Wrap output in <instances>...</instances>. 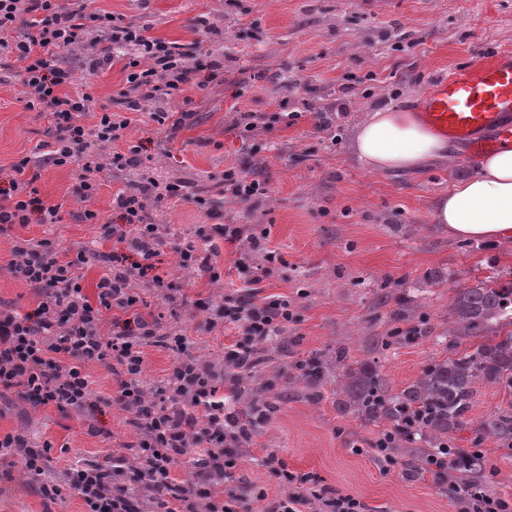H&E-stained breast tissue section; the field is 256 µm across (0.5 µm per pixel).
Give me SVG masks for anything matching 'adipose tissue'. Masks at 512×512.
I'll use <instances>...</instances> for the list:
<instances>
[{"instance_id":"adipose-tissue-1","label":"adipose tissue","mask_w":512,"mask_h":512,"mask_svg":"<svg viewBox=\"0 0 512 512\" xmlns=\"http://www.w3.org/2000/svg\"><path fill=\"white\" fill-rule=\"evenodd\" d=\"M353 150L372 170H409L447 158L450 145L412 111L385 109L372 112L359 125ZM433 218L464 241L512 239V143L486 155L477 174L454 182L438 198Z\"/></svg>"}]
</instances>
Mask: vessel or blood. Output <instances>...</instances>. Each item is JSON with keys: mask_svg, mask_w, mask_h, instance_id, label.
<instances>
[{"mask_svg": "<svg viewBox=\"0 0 512 512\" xmlns=\"http://www.w3.org/2000/svg\"><path fill=\"white\" fill-rule=\"evenodd\" d=\"M417 108L427 126L473 156L512 141V53L495 52L435 78Z\"/></svg>", "mask_w": 512, "mask_h": 512, "instance_id": "obj_1", "label": "vessel or blood"}]
</instances>
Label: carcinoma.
Returning <instances> with one entry per match:
<instances>
[{"label":"carcinoma","instance_id":"1","mask_svg":"<svg viewBox=\"0 0 512 512\" xmlns=\"http://www.w3.org/2000/svg\"><path fill=\"white\" fill-rule=\"evenodd\" d=\"M424 333L422 327L413 326L381 346L386 350L393 344L406 345ZM446 340L455 352L430 362L413 382L395 393L375 364L351 359L344 348L330 357L316 352L295 362L297 375L289 383L303 382L312 391L311 398L318 400L323 384L336 381L342 411L383 425L385 456L393 458L401 449H409L406 476L421 472L433 456L445 455L448 475L462 495L469 497L483 460L459 448L458 433L471 431L470 441L475 446L491 438L501 448H512V281L457 289L449 304ZM278 343L279 337H270L249 368L226 364L224 370L212 372L215 378L223 375L230 379L232 394L243 407L237 421L242 445L250 442L257 422L274 409L262 384V372L277 359ZM480 382L499 387L504 400L475 422L471 411L475 386Z\"/></svg>","mask_w":512,"mask_h":512}]
</instances>
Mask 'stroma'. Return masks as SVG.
<instances>
[{
	"label": "stroma",
	"mask_w": 512,
	"mask_h": 512,
	"mask_svg": "<svg viewBox=\"0 0 512 512\" xmlns=\"http://www.w3.org/2000/svg\"><path fill=\"white\" fill-rule=\"evenodd\" d=\"M99 9L145 26L149 36L169 42H198L219 58L224 73L204 88L187 87L171 100V112H189L185 125L156 134L155 104L145 105L124 141L103 142L102 161L137 149L141 166L107 167L96 197L72 194L69 166L43 169L40 197L60 204L57 224H16L0 234V302L19 311L39 302L35 289L13 277L8 262L21 239L50 238L67 251H85L82 286L95 295L111 268L98 252L112 249L103 226L120 221L112 198L138 184L142 173L161 181H181L191 191L218 202L220 223L237 224L265 237L266 251L246 241H218L219 279L180 264L174 250L165 263L180 284L185 306L167 313L161 289L144 279L131 288L151 312L163 313L162 331L189 334L200 362L220 366L234 331L210 327L194 303L221 301L240 288L239 263L260 270L257 298H287L295 312L282 327L285 363L313 351L345 348L352 358L376 361L392 390L413 381L431 360L448 356L441 336L448 333V306L456 289L482 280H512V241L462 242L433 221L437 196L457 180L476 173L478 163L464 145L447 161L414 171L374 172L351 150L357 124L381 108L415 109L432 78L468 66L476 57L512 51V0H99ZM206 15L209 33L196 26ZM101 33L58 54L77 83L90 85L98 106L112 104L125 80L122 62L101 65ZM20 87L0 80V166L37 155L50 123L45 113L25 110ZM346 97V113L336 100ZM297 113L293 125L275 112ZM261 115L254 129L232 126L234 113ZM332 113L328 130L315 115ZM239 168L265 180L267 194L247 206L220 194L222 174ZM146 211L161 233L192 236L209 223L206 211L184 202L156 203ZM97 214L83 221L84 210ZM276 260H269L267 250ZM427 331L402 347L377 349L379 338L400 336L410 324ZM264 380L287 401L257 426L252 445L240 449L237 490L243 497L265 490L279 493L277 479L259 461L276 454L289 470L320 478L322 484L362 501L367 512H468L469 501L452 482L430 473L409 480L402 462L377 460L372 452L380 429L341 412L332 392L314 401L288 393L286 377L268 368ZM133 415L120 404L103 405L93 420L74 412L35 407L9 396L0 399V433L20 432L50 443L56 470L78 460L131 454L140 440ZM492 480L485 491L512 502V449L487 439L478 447ZM80 497L63 491L46 503L31 491L17 457L0 456V512H84Z\"/></svg>",
	"instance_id": "stroma-1"
}]
</instances>
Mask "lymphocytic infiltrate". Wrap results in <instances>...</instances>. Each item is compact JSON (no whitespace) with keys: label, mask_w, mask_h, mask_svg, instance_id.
I'll use <instances>...</instances> for the list:
<instances>
[{"label":"lymphocytic infiltrate","mask_w":512,"mask_h":512,"mask_svg":"<svg viewBox=\"0 0 512 512\" xmlns=\"http://www.w3.org/2000/svg\"><path fill=\"white\" fill-rule=\"evenodd\" d=\"M94 2L75 0L66 8L60 0H0V71L8 70L20 85L25 109L48 113L56 142L42 155L0 167V232L34 220L59 223V205L41 199L36 187L47 166L76 167L73 196L94 198L104 165L120 168L127 161L116 152L110 162H101L94 143L124 140L142 101H168L185 86L218 76L217 60L201 54L197 43L148 36L144 27L97 9ZM92 29L106 34L103 62L126 61L125 81L113 93L111 109L101 112L93 93L76 84L57 59L59 51ZM92 111L99 114L97 122L81 124V117ZM112 203L123 224L103 230L114 247L100 259L111 265L112 274L100 279L95 296L81 285L83 255H70L47 238L15 246L8 269L41 300L25 313L0 306V393H15L41 407L88 412L97 400L86 367L108 366L115 401L134 410L133 422L143 432L138 449L132 455L71 465L59 480L52 473L48 447L32 446L27 435H0V448L25 449L26 472L37 494L52 502L62 487H69L82 499L85 512H137L135 499L143 489L153 494V512H240L243 501L231 487L239 463L237 442L227 425L232 413L207 367L193 354L187 334L161 333L159 318L143 316V301L129 286L131 279L145 278L159 288H176L164 268V251L154 244L158 227L149 221L139 196L120 193ZM243 234L236 224H203L194 238L178 240L174 250L182 266L212 274L215 239L232 242ZM252 292L247 286L219 303H195L211 326L237 330L239 337L226 346V355L245 353L293 319L287 300L259 303ZM109 312L114 315L112 333L105 336L100 326ZM148 343L176 355L153 397L143 386V347ZM183 459L190 470L179 478L175 467ZM262 463L285 491L273 499L258 492L255 512H365L354 496L333 488L311 491L312 476L289 470L277 455L265 456Z\"/></svg>","instance_id":"f902f5d3"}]
</instances>
